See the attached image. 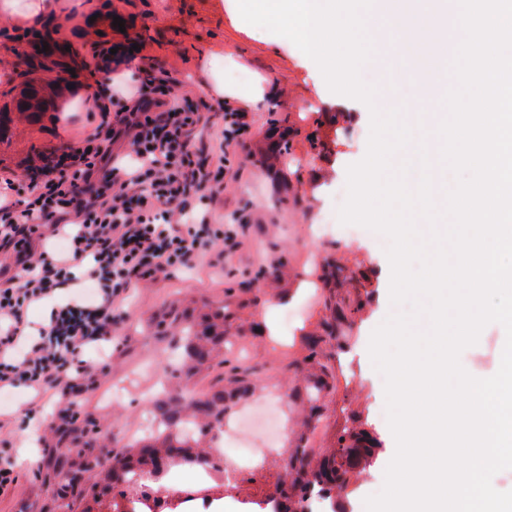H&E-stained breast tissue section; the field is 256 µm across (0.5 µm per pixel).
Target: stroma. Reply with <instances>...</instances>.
I'll list each match as a JSON object with an SVG mask.
<instances>
[{"mask_svg":"<svg viewBox=\"0 0 512 512\" xmlns=\"http://www.w3.org/2000/svg\"><path fill=\"white\" fill-rule=\"evenodd\" d=\"M50 23L76 59L103 41L117 48L118 74L163 64L175 81L174 91L207 98L212 109L203 146L220 139L228 115L245 114L249 128L240 142L225 149L224 192L213 207L224 223L238 227L231 242H220V268L201 264L120 299L117 334L109 350L89 347L84 355L106 363L92 390L76 400L81 419L60 434L56 398L45 401L47 420L40 432L44 444L92 446L95 455L120 452L149 432L145 411L162 381L153 367L172 355L169 321L199 317L205 305H228L240 336L230 355L232 364L254 368L260 387L254 400H277L278 440L259 471L243 470L231 497L237 512H267L264 501L273 491L272 475L298 435L309 438L315 457L335 448L344 428L358 427L376 436L382 449L375 462L354 477L340 499L342 512H366V497L381 491L384 472L394 456L385 400V382L368 354L373 330L391 313L390 265L372 238L342 235L319 238L312 225L337 217L346 191L348 165L366 154L370 111L355 99L331 92L317 65L289 39L244 22L237 0H56ZM122 18L123 26L113 25ZM25 29L0 17V188L25 179L39 156L63 146H78L93 133L95 117L87 96L99 85L79 74L65 95L45 112L22 116L11 107L19 92L13 75L24 68ZM235 72L249 82L234 92L201 95L200 85L226 82ZM363 79L394 89L400 108L432 109L434 102L416 89L398 84L399 73L367 62ZM261 85L265 94L254 99ZM371 296L361 311L347 312L343 352L332 364L336 388L326 394L323 414L307 427L299 398L304 382L295 366L308 354L305 336H320L333 317L328 297L337 305L354 299L360 287ZM265 324L266 336L253 334ZM504 337L486 326L460 362L475 375L490 372ZM253 400V401H254ZM55 457L40 458L38 473L20 478L0 496V512H55Z\"/></svg>","mask_w":512,"mask_h":512,"instance_id":"obj_1","label":"stroma"}]
</instances>
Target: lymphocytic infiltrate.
<instances>
[{"mask_svg":"<svg viewBox=\"0 0 512 512\" xmlns=\"http://www.w3.org/2000/svg\"><path fill=\"white\" fill-rule=\"evenodd\" d=\"M111 63L109 48L92 44V73L109 75ZM168 83L158 68L142 78L109 75L95 95V132L41 156L17 199L0 196V251L20 266L0 281V395L25 388L26 419L42 413L46 396L87 392L104 370L79 354L111 344L114 298L210 261L213 241L237 235L211 206L224 190V163L206 166L197 146L207 104L171 96ZM120 135L130 140L121 155L112 151ZM46 233L63 246L39 259L36 240ZM40 303L51 311L35 332L29 310Z\"/></svg>","mask_w":512,"mask_h":512,"instance_id":"f902f5d3","label":"lymphocytic infiltrate"}]
</instances>
